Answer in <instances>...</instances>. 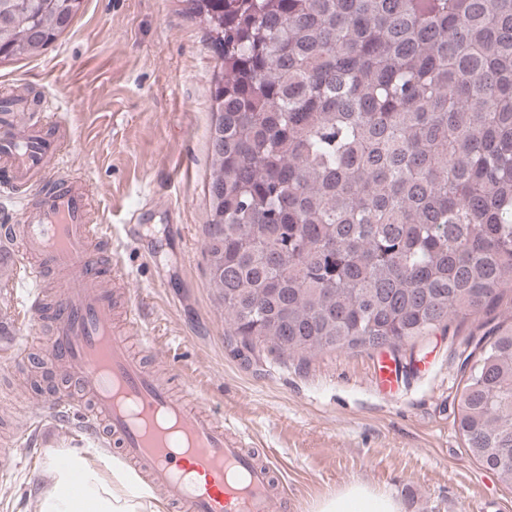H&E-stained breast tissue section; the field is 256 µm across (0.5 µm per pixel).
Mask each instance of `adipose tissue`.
Wrapping results in <instances>:
<instances>
[{
    "instance_id": "obj_1",
    "label": "adipose tissue",
    "mask_w": 512,
    "mask_h": 512,
    "mask_svg": "<svg viewBox=\"0 0 512 512\" xmlns=\"http://www.w3.org/2000/svg\"><path fill=\"white\" fill-rule=\"evenodd\" d=\"M49 477L35 512H162L150 491L130 490L120 473L105 476L87 459L53 468ZM316 512H403V505L391 493L356 481L324 499Z\"/></svg>"
}]
</instances>
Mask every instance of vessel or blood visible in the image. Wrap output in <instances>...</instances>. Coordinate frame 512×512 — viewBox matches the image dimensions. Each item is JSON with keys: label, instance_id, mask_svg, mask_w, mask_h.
I'll return each mask as SVG.
<instances>
[{"label": "vessel or blood", "instance_id": "vessel-or-blood-1", "mask_svg": "<svg viewBox=\"0 0 512 512\" xmlns=\"http://www.w3.org/2000/svg\"><path fill=\"white\" fill-rule=\"evenodd\" d=\"M70 138L63 122L47 124L39 115L23 125L0 121V187L32 192L21 205L22 223L0 226V274L9 285L41 288L50 272L58 286L54 303L36 298L0 312V366L27 361L49 316L43 360L67 368L86 407L73 415L67 399L47 401L34 409L41 427L78 418L83 435L112 449L177 512H281L286 490L275 462L225 428L208 398L190 402L159 382L116 329L112 298L98 283L106 275L127 280L128 272L120 256L105 266L89 250L109 227L90 222L82 184L54 163ZM24 439L20 431L0 445L1 475L16 467Z\"/></svg>", "mask_w": 512, "mask_h": 512}]
</instances>
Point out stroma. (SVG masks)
<instances>
[{
    "instance_id": "35a3bbf8",
    "label": "stroma",
    "mask_w": 512,
    "mask_h": 512,
    "mask_svg": "<svg viewBox=\"0 0 512 512\" xmlns=\"http://www.w3.org/2000/svg\"><path fill=\"white\" fill-rule=\"evenodd\" d=\"M218 65L186 0H84L41 55L0 62V96L51 97L73 131L63 166L85 180L93 222L114 229L97 256L120 254L146 302L144 329L157 338L146 367L163 370L174 355L226 420L248 427L288 486V512H312L355 480L396 494L406 512H512V489L469 458L454 423L468 338L512 308L394 349L288 358L258 347L247 359L230 339L205 253ZM144 201L150 212L127 238L126 213ZM389 360L402 372L391 391L377 380ZM72 389L30 358L0 377V429L28 426L27 402ZM74 436L69 426L29 435V456L0 478V512H28L47 461L67 455Z\"/></svg>"
}]
</instances>
